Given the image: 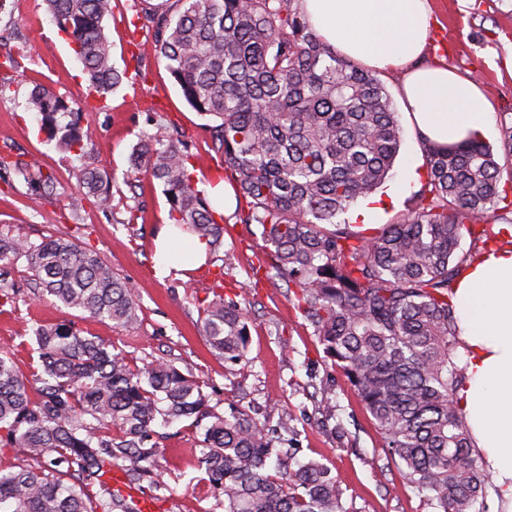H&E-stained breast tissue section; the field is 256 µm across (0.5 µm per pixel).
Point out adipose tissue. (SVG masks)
Segmentation results:
<instances>
[{
  "label": "adipose tissue",
  "mask_w": 512,
  "mask_h": 512,
  "mask_svg": "<svg viewBox=\"0 0 512 512\" xmlns=\"http://www.w3.org/2000/svg\"><path fill=\"white\" fill-rule=\"evenodd\" d=\"M313 30L337 52L381 71L406 70L402 93L416 135L448 145L484 133L479 86L449 70L419 67L433 24L429 0H299ZM207 246L168 223L156 239V270L203 264ZM465 379L458 407L492 475L493 512H512V247L492 249L459 281L453 298Z\"/></svg>",
  "instance_id": "ef3b65f1"
}]
</instances>
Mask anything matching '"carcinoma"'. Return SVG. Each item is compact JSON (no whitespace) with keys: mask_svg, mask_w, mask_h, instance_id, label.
Here are the masks:
<instances>
[{"mask_svg":"<svg viewBox=\"0 0 512 512\" xmlns=\"http://www.w3.org/2000/svg\"><path fill=\"white\" fill-rule=\"evenodd\" d=\"M98 95L122 74L103 20L111 0H45ZM172 14L133 0L154 51L187 103L212 118L211 151L229 180L235 211L217 212L193 176L182 134L165 125L142 138L134 173L163 188L173 223L208 245L224 280V225H257L270 268L313 328L325 358L342 369L373 418L391 460L433 512H486L493 487L456 394L453 289L512 225V122L501 154L473 136L441 146L421 140L426 178L406 212L368 236L336 220L389 177L402 128L385 83L327 46L297 0H179ZM30 108L50 132L66 106L35 86ZM83 197L111 203L108 175L87 168ZM471 244L463 249V234ZM26 261L36 288L67 309L119 328L138 323L132 286L96 252L63 237L38 243L0 231V261ZM202 335L227 360H244L246 313L220 291L204 301ZM41 372L29 379L0 352V447L45 462L0 470V512H137L106 481L120 470L134 486L157 467L155 427L184 419L199 429V469L224 512H347L330 469L293 461L288 422L269 429L247 410L220 412L199 381L164 360L140 366L102 339L66 324L34 331Z\"/></svg>","mask_w":512,"mask_h":512,"instance_id":"carcinoma-1","label":"carcinoma"}]
</instances>
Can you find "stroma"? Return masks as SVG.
<instances>
[{
    "instance_id": "35a3bbf8",
    "label": "stroma",
    "mask_w": 512,
    "mask_h": 512,
    "mask_svg": "<svg viewBox=\"0 0 512 512\" xmlns=\"http://www.w3.org/2000/svg\"><path fill=\"white\" fill-rule=\"evenodd\" d=\"M435 24L424 59L476 80L492 115L484 140L500 148L502 113H512V0H430ZM131 0H112L104 25L112 42V63L124 72L105 97L91 93L73 46L58 32L44 0H6L0 9V155L30 166V179L0 170V230L37 242L72 237L97 250L136 289L140 320L133 329L55 306L31 286L26 262H0V272L17 286L13 303L0 306V349L11 351L23 371L36 357L34 329L73 323L100 337L113 352L134 364L157 358L194 376L220 410L267 406L266 422L288 421L297 436L298 460L326 464L343 489L347 512H431L424 496L407 483L383 447L357 394L342 371L325 361L313 329L288 299V284L260 273L267 264L263 241L253 224L224 227V293L248 313L247 361L234 364L212 352L200 333V300L211 296L218 270L205 263L188 278L154 270L155 239L169 220L159 184L141 176L137 190L125 183L134 145L154 133L157 121L176 124L194 156L200 189H208L220 164L210 152L211 122L184 100L178 85L155 55L148 30L132 31ZM15 58L17 68L6 67ZM404 134L389 179L377 191L382 210L362 224L359 205L343 215L374 234L405 209L426 172L422 146L401 98L405 73L380 72ZM42 85L81 115L91 137L86 151L66 149L41 128L28 99ZM98 167L112 178V203L99 208L80 196L85 168ZM53 174L65 194H44L39 178ZM336 402V417L323 418V398ZM161 456L154 482L139 490L155 512H224L222 498L197 480L200 436L187 423L161 427Z\"/></svg>"
}]
</instances>
